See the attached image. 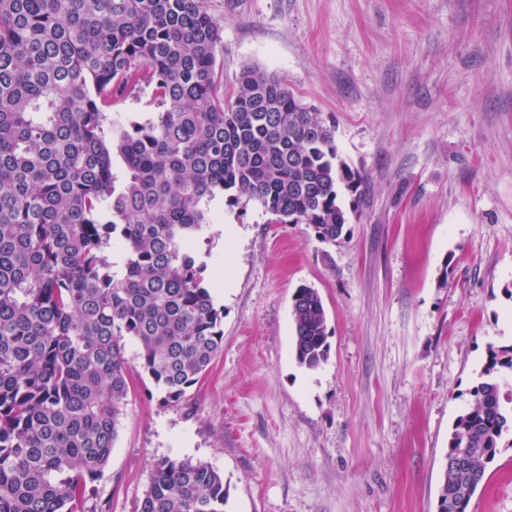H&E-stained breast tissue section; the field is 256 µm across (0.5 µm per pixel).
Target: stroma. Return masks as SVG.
<instances>
[{
  "mask_svg": "<svg viewBox=\"0 0 512 512\" xmlns=\"http://www.w3.org/2000/svg\"><path fill=\"white\" fill-rule=\"evenodd\" d=\"M225 84L287 74L364 178L345 237L216 199L195 247L224 349L177 403L125 346L127 405L85 512H138L154 463H208L227 512H436L448 432L512 345V0H206ZM330 352L298 364L292 294ZM469 512H512V447ZM292 301L296 359L313 370L328 359L330 351L324 305L318 292L309 287L298 288Z\"/></svg>",
  "mask_w": 512,
  "mask_h": 512,
  "instance_id": "obj_1",
  "label": "stroma"
}]
</instances>
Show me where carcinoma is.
<instances>
[{
    "mask_svg": "<svg viewBox=\"0 0 512 512\" xmlns=\"http://www.w3.org/2000/svg\"><path fill=\"white\" fill-rule=\"evenodd\" d=\"M223 27L205 0H0V512H83L129 393L123 338L178 402L224 347L192 255L216 196L335 244L360 172L288 75L246 66L220 88ZM160 111L106 109L136 87ZM126 257L109 259L114 234ZM299 365L329 356L318 292L293 294ZM512 345L489 360L448 437L462 467L438 505L468 512L512 431ZM212 466L163 458L139 512H225Z\"/></svg>",
    "mask_w": 512,
    "mask_h": 512,
    "instance_id": "obj_1",
    "label": "carcinoma"
}]
</instances>
